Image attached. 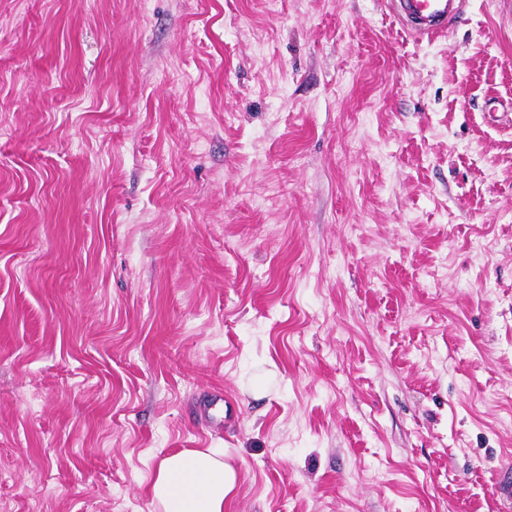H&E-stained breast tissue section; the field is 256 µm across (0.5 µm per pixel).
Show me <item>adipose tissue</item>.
<instances>
[{
	"instance_id": "adipose-tissue-1",
	"label": "adipose tissue",
	"mask_w": 512,
	"mask_h": 512,
	"mask_svg": "<svg viewBox=\"0 0 512 512\" xmlns=\"http://www.w3.org/2000/svg\"><path fill=\"white\" fill-rule=\"evenodd\" d=\"M238 480L222 452L183 449L159 461L148 492L162 512H229Z\"/></svg>"
}]
</instances>
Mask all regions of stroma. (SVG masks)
I'll list each match as a JSON object with an SVG mask.
<instances>
[{"label": "stroma", "instance_id": "obj_1", "mask_svg": "<svg viewBox=\"0 0 512 512\" xmlns=\"http://www.w3.org/2000/svg\"><path fill=\"white\" fill-rule=\"evenodd\" d=\"M499 512L512 0H0V512ZM394 13L412 35H437L462 10L460 0H394ZM238 480L222 452L183 449L159 461L148 492L163 512H228Z\"/></svg>", "mask_w": 512, "mask_h": 512}]
</instances>
